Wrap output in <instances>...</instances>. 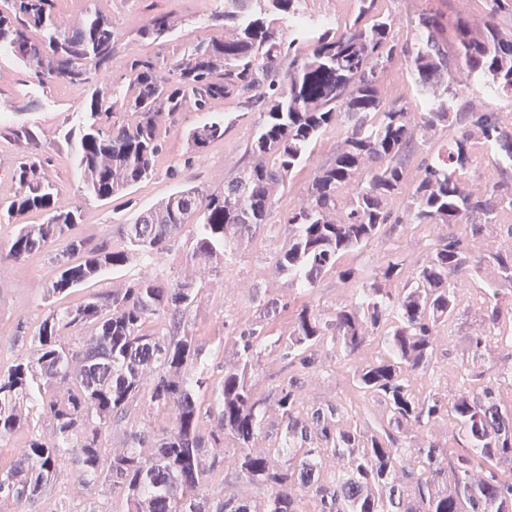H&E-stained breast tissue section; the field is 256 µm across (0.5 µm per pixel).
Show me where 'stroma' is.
I'll return each instance as SVG.
<instances>
[{
    "label": "stroma",
    "instance_id": "1",
    "mask_svg": "<svg viewBox=\"0 0 512 512\" xmlns=\"http://www.w3.org/2000/svg\"><path fill=\"white\" fill-rule=\"evenodd\" d=\"M222 5V0H55V13L63 26L87 9L99 10L112 18L124 34L109 68L112 82L118 84L126 60L168 61L200 40L223 38V27L208 20L210 13ZM378 8L397 17L398 36L403 40L411 34L412 21L428 10L441 13L449 25L463 18L479 26L487 14L485 0H378ZM162 14L181 21L168 40L152 42L138 36L142 25ZM89 100L90 93L84 85H38L10 54H0V198L13 195L16 188L13 172L22 156L8 129L29 125L41 140L50 143L51 162L46 174L55 186L57 206L63 210L82 207L83 221L74 227L72 234L92 245L107 239L114 246H124L123 228L135 211L152 206L183 186H196L209 192L223 189L247 165L246 147L261 121L258 113H241L237 102L231 99L215 100L205 112L177 113L160 126L165 150L155 163L153 176L127 195L113 197L106 203L84 199L80 173L65 138L66 132H78L82 114L89 109ZM225 113L232 115L233 121L223 140L207 147L205 160L183 166L189 150L187 132ZM340 139L339 132L332 129L314 143L310 160L298 167L280 189L268 222L254 226L233 255L218 257L212 269L199 271L187 265L186 254L193 234L189 228L171 240L162 257L154 260L134 257L121 270L106 273L58 297L47 291L57 276L49 254L37 253L20 263H0V369H8L17 355L28 348L31 335L50 309L79 305L90 295L107 292L145 273L164 282L187 276L193 281L197 299L183 321L186 330L204 344L201 361L209 370L211 385L215 386L224 374L225 364L236 359L232 338L244 321L264 320L268 337L273 340L288 335L295 311L302 305L330 312L349 299L352 291L341 285L340 271H361L386 255L401 260L404 271H411L415 261L442 234V227L411 224L388 229L366 250L343 255L336 270L325 273L311 289L300 287L287 274L276 272L274 258L287 243L286 219L305 199L315 167L330 162ZM271 298L282 302L283 307L275 315L262 318L261 305ZM480 321L474 295L463 293L460 315L449 326L450 336L439 341L433 361L413 383L416 395L452 396L459 391L463 385L462 348ZM317 357L318 368L303 375L298 367L282 361L277 352L263 351L252 377L256 392L272 407L288 378L298 375L302 378L305 403H341L346 425L362 423L368 415L376 418L383 415L382 405H368L362 400L352 382L350 364L332 344L320 345ZM471 368L481 373L482 384L498 388L503 400L512 399L511 350L491 349L487 356L474 361ZM168 422L165 410H133L127 422L108 434L101 453L110 456L113 448L120 446L125 431H158ZM122 499L120 489L81 484L70 467L35 501L20 506L8 502L0 505V512H114Z\"/></svg>",
    "mask_w": 512,
    "mask_h": 512
}]
</instances>
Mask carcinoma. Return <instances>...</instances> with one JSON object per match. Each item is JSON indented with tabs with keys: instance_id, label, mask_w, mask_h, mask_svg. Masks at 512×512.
<instances>
[{
	"instance_id": "cac0c4a2",
	"label": "carcinoma",
	"mask_w": 512,
	"mask_h": 512,
	"mask_svg": "<svg viewBox=\"0 0 512 512\" xmlns=\"http://www.w3.org/2000/svg\"><path fill=\"white\" fill-rule=\"evenodd\" d=\"M53 2L11 0V8L0 11V45L41 84H93L75 141L87 196L108 201L154 174L165 114L203 112L214 99L234 98L263 119L247 147L249 167L220 192L183 187L137 211L125 227L127 249L107 240L91 246L70 235L82 221V207L55 206L44 173L45 143L28 127L10 129L22 158L13 175L15 193L0 199V219L29 212L46 218L22 225L7 258L23 261L68 239L53 256L58 275L50 293L64 294L136 254L161 255L189 224L195 230L192 264L233 254L253 226L266 223L279 188L329 128L340 130L342 140L332 161L314 172L304 201L288 214V248L276 257L278 272L312 288L342 254L367 248L389 224H465L474 235L496 226L502 240L477 255L459 237L441 236L402 287H389L402 268L388 258L359 276L339 272L352 295L330 315L302 306L288 337L277 339L281 358L308 369L318 345H335L354 365L361 397L383 404L386 420L374 430L343 428L338 403L304 414L292 378L277 401L284 443L276 448L255 447L267 406L250 377L264 326L252 323L234 337L238 362L224 366L207 410L211 427L204 431L196 399L209 380L197 365L204 345L180 332L196 299L190 282L164 283L143 274L76 307L49 311L29 350L0 373V442L35 419L49 421L51 433L33 436L0 472L26 494L24 500L0 492V502L35 500L69 461L81 483L124 489L125 504L117 512H305L306 497L314 512H512V478L504 477L512 474V408L502 406L496 389L480 385L481 375L467 363L469 387L451 398L432 393L421 399L412 389L436 353L437 336L456 316L461 291L485 266L494 268L497 283L479 291L482 327L467 338L466 351L484 354L493 333L512 348V331L493 332L502 315L501 288H512V224L504 221L512 214V117L480 101L482 93L512 95V26L497 22L512 0H489L480 26L459 20L452 57L442 17L433 11L420 13L412 38L402 42L396 19L376 11L377 0H355L354 17L342 27L307 24L309 0H224V9L213 14L224 21V38L200 40L163 66L128 62L124 82L132 93L120 101L117 88L101 79L123 37L120 28L97 11L62 27ZM177 25L176 18L157 15L141 35L160 39ZM31 27L43 32L41 39L29 37ZM398 57L421 96L419 112L389 103L383 94L381 74ZM119 107L137 121L111 120ZM436 136L443 138L437 154L411 168L414 155L430 149ZM222 139V118L192 130L184 164L201 160L206 146ZM480 149L498 172L492 183L469 175ZM402 192L403 208H388V200ZM162 314L173 323L168 336L147 329ZM64 330L90 335L71 344L62 340ZM375 340L384 353L364 359ZM41 386L58 393L47 400L35 393ZM133 406L166 410L168 426L132 431L123 448L102 458L112 420ZM444 420L453 423L452 445L407 444L410 430ZM226 440L237 448L230 458L206 454ZM330 455L339 471L326 479L323 461ZM222 465L242 482L265 487L263 501L253 506L235 495L215 504L204 500V478Z\"/></svg>"
}]
</instances>
